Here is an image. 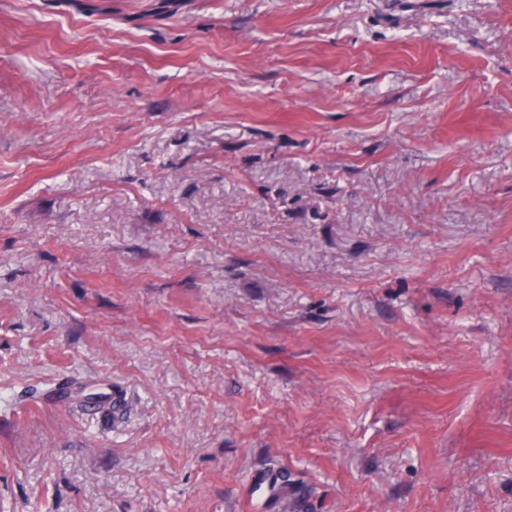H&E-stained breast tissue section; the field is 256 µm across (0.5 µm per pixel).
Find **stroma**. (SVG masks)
<instances>
[{
	"label": "stroma",
	"mask_w": 512,
	"mask_h": 512,
	"mask_svg": "<svg viewBox=\"0 0 512 512\" xmlns=\"http://www.w3.org/2000/svg\"><path fill=\"white\" fill-rule=\"evenodd\" d=\"M0 512H512V0H0Z\"/></svg>",
	"instance_id": "1"
}]
</instances>
